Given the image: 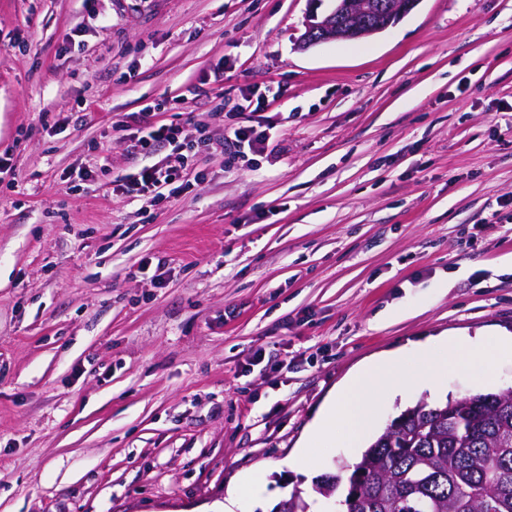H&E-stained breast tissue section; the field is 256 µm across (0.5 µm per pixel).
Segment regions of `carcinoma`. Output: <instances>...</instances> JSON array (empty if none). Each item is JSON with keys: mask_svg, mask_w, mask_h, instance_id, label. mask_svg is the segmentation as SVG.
<instances>
[{"mask_svg": "<svg viewBox=\"0 0 512 512\" xmlns=\"http://www.w3.org/2000/svg\"><path fill=\"white\" fill-rule=\"evenodd\" d=\"M343 483L345 512H512V389L406 408L314 491L329 498Z\"/></svg>", "mask_w": 512, "mask_h": 512, "instance_id": "carcinoma-1", "label": "carcinoma"}]
</instances>
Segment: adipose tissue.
Instances as JSON below:
<instances>
[{"label":"adipose tissue","instance_id":"obj_1","mask_svg":"<svg viewBox=\"0 0 512 512\" xmlns=\"http://www.w3.org/2000/svg\"><path fill=\"white\" fill-rule=\"evenodd\" d=\"M417 357L426 386L441 391L449 371L481 379L501 359H512V332L492 330L472 338L446 337L419 347ZM401 357L392 353L374 359L354 374L319 414L310 441H358L374 424L383 398L401 393L405 380Z\"/></svg>","mask_w":512,"mask_h":512}]
</instances>
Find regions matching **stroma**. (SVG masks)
Segmentation results:
<instances>
[{
  "mask_svg": "<svg viewBox=\"0 0 512 512\" xmlns=\"http://www.w3.org/2000/svg\"><path fill=\"white\" fill-rule=\"evenodd\" d=\"M310 6L0 0V512H210L252 470L335 512L312 483L359 450L286 460L345 381L404 351L377 436L433 399L420 344L512 331V0L300 51ZM245 95L270 130L233 158L212 113ZM150 108L213 138L158 201L112 191Z\"/></svg>",
  "mask_w": 512,
  "mask_h": 512,
  "instance_id": "stroma-1",
  "label": "stroma"
}]
</instances>
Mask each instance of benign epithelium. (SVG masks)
<instances>
[{"label": "benign epithelium", "mask_w": 512, "mask_h": 512, "mask_svg": "<svg viewBox=\"0 0 512 512\" xmlns=\"http://www.w3.org/2000/svg\"><path fill=\"white\" fill-rule=\"evenodd\" d=\"M323 13L311 11L297 48L305 50L329 41L371 37L395 24L419 0H329Z\"/></svg>", "instance_id": "7a95c632"}]
</instances>
